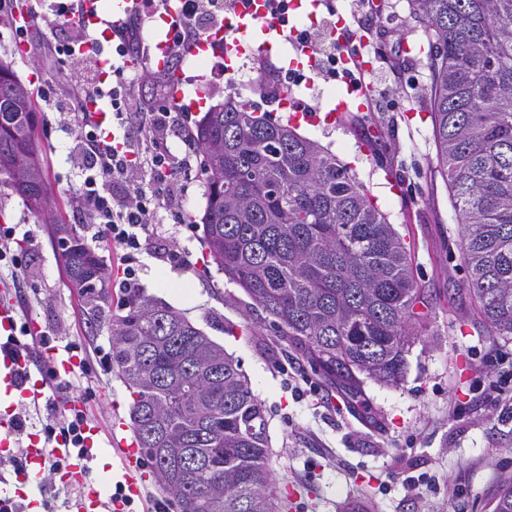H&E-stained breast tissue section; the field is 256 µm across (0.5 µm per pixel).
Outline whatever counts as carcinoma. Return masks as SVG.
<instances>
[{
	"instance_id": "carcinoma-1",
	"label": "carcinoma",
	"mask_w": 512,
	"mask_h": 512,
	"mask_svg": "<svg viewBox=\"0 0 512 512\" xmlns=\"http://www.w3.org/2000/svg\"><path fill=\"white\" fill-rule=\"evenodd\" d=\"M430 72L434 169L448 188L476 323L512 341V0H407ZM34 94L0 63V183L35 214L50 204ZM202 240L279 336L369 409L364 378L397 385L429 307L403 238L330 147L229 97L196 121ZM54 234L89 326L106 324L132 428L182 512H281L264 410L238 362L182 313L124 289L112 266ZM494 512H512V479Z\"/></svg>"
}]
</instances>
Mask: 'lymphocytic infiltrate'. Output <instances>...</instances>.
I'll return each instance as SVG.
<instances>
[{
    "label": "lymphocytic infiltrate",
    "instance_id": "obj_1",
    "mask_svg": "<svg viewBox=\"0 0 512 512\" xmlns=\"http://www.w3.org/2000/svg\"><path fill=\"white\" fill-rule=\"evenodd\" d=\"M229 6V0H177L173 6L168 0H138L135 12L112 29V86L105 90L88 83L96 62L87 48L88 27L81 19L85 12L83 0H25V14L30 21L45 19L51 12L73 34L71 42L54 45L53 52L74 78L73 93L64 99L60 109L73 116L77 126L74 150L82 158L84 179L75 200L82 208L85 223L126 253L140 250V238L150 225L183 223L186 187L181 175L192 168L191 155H176L169 146L173 138L188 140L191 114L171 105L166 77L158 70L148 74L158 89L156 97L142 99L128 76L127 62L132 55L144 52L142 32L148 16L170 9L168 28L173 36L167 52L170 58L177 59L221 22ZM327 14L321 27L301 30L298 42L312 49L321 75H340L354 87H362L370 74L362 67L358 46L373 45V30L362 27L363 16L357 12L353 27L347 28L343 38L331 37L336 11L331 8ZM346 45L352 48L347 56L342 53ZM105 97L110 100L112 125L122 131L113 139L105 134L102 118L88 109L90 100ZM44 371L54 390L66 394L69 402L68 408H50L45 417L37 420L44 447L53 453L58 447L65 450L61 456L54 453L51 467L57 471L87 458L89 423L81 407L85 395L73 377H57L49 365Z\"/></svg>",
    "mask_w": 512,
    "mask_h": 512
}]
</instances>
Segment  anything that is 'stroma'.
Listing matches in <instances>:
<instances>
[{
  "mask_svg": "<svg viewBox=\"0 0 512 512\" xmlns=\"http://www.w3.org/2000/svg\"><path fill=\"white\" fill-rule=\"evenodd\" d=\"M380 24L397 31L393 45L404 64L399 81L374 61L372 91L388 109H351L335 121L326 114L345 91L343 79L326 81L303 70L289 96L315 105L317 117L299 121L300 133L331 147L350 163L403 237L414 273L431 301V318L407 355L403 383L396 388L365 380L373 412L353 405L307 360L281 340L272 319L252 307L244 291L209 258L196 220L205 208L206 184L195 175L188 185L186 212L191 224H155L139 255L141 291L183 313L238 361L262 404L271 438L270 466L277 487L287 493L286 512H347L350 500L365 512H492L491 495L512 476V385L498 398L486 397L477 383L491 370L512 376V342L489 336L468 314L466 271L448 191L430 161L435 145L425 110L429 72L410 49L420 33L404 28L406 0H385ZM60 23L31 27L18 46L0 19V62L8 64L31 90L54 74L49 40L69 39ZM254 56L240 59L224 76V94L240 95L258 112L285 121L289 114L258 91ZM180 105L193 117L220 104L208 94L200 71L189 60L175 67ZM61 84L57 99H37L36 143L47 169L59 221L79 226L116 273H123L122 251L81 223L74 201L82 170L73 154L75 128L57 112L68 97ZM0 225L15 230L16 247L26 257L24 273H0V304L13 307L33 339L46 336L55 351L78 346L86 362L74 376L88 391L85 406L99 431V449L89 467L98 480V462L115 463L134 441L127 426L129 393L108 368L111 350L106 328L90 329L78 296L66 285L49 225L38 222L22 200L0 184ZM184 252L169 263L172 244ZM168 287H160V278Z\"/></svg>",
  "mask_w": 512,
  "mask_h": 512,
  "instance_id": "obj_1",
  "label": "stroma"
}]
</instances>
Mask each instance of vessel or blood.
<instances>
[{"instance_id": "obj_1", "label": "vessel or blood", "mask_w": 512, "mask_h": 512, "mask_svg": "<svg viewBox=\"0 0 512 512\" xmlns=\"http://www.w3.org/2000/svg\"><path fill=\"white\" fill-rule=\"evenodd\" d=\"M280 23L272 11L270 0H236L231 12L225 15L221 27L211 30L205 38L191 45L189 52L199 56L220 48L224 63L233 66L255 47L252 34L255 30L270 33ZM48 387L44 378L38 377L34 362L26 353L0 354V458L13 454L15 448L24 447L26 466L10 482H0V512L15 500L22 499L29 506H37L36 490L49 456L37 435H30L27 444H19L13 427L12 412L18 401L39 404ZM138 458L134 449H126L119 457V471L125 481L127 496L139 493Z\"/></svg>"}]
</instances>
